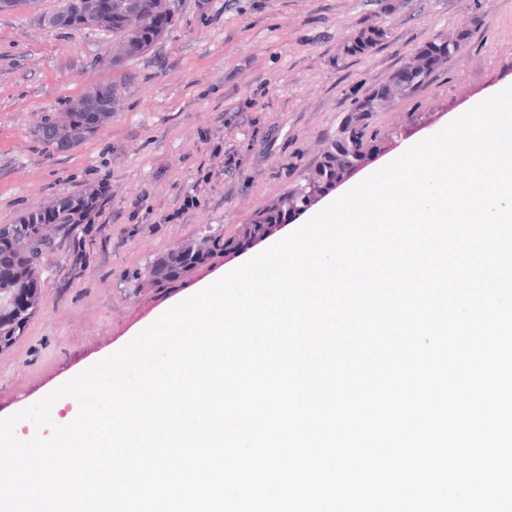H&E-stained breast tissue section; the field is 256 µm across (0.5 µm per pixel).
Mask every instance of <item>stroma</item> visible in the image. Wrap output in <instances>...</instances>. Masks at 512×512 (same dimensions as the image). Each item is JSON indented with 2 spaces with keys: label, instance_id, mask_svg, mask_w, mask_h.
Wrapping results in <instances>:
<instances>
[{
  "label": "stroma",
  "instance_id": "1",
  "mask_svg": "<svg viewBox=\"0 0 512 512\" xmlns=\"http://www.w3.org/2000/svg\"><path fill=\"white\" fill-rule=\"evenodd\" d=\"M177 25L145 55L109 67L112 36L52 28L38 10L0 11V224L108 183L102 217L58 241L41 262L42 305L15 347L0 354V418L38 402L73 373L118 351L190 287L236 268L216 257L176 288L130 279L167 248L199 243L205 227L236 235L322 158L355 98L371 94L440 33L468 39L414 94L370 121L386 133L417 112L439 125L512 86V0H172ZM382 24L384 43L348 47ZM122 83L117 109L70 149L46 151L33 130L91 85ZM439 125L426 128L437 133ZM243 160L225 171L224 149ZM196 207L176 213L177 199ZM82 244L81 265L72 250Z\"/></svg>",
  "mask_w": 512,
  "mask_h": 512
}]
</instances>
